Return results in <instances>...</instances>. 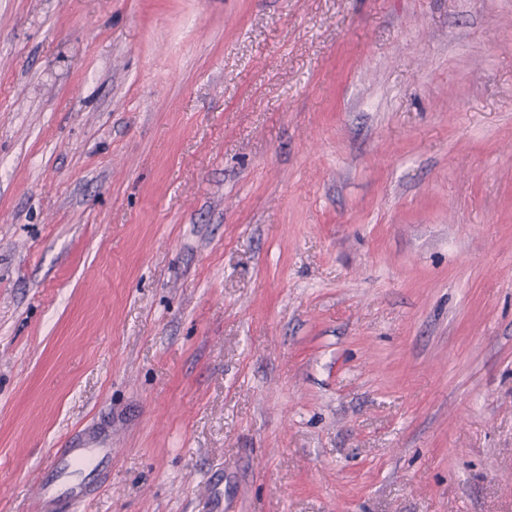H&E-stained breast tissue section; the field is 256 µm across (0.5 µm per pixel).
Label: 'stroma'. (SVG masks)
<instances>
[{"instance_id": "35a3bbf8", "label": "stroma", "mask_w": 512, "mask_h": 512, "mask_svg": "<svg viewBox=\"0 0 512 512\" xmlns=\"http://www.w3.org/2000/svg\"><path fill=\"white\" fill-rule=\"evenodd\" d=\"M512 512V0H0V512ZM112 459V448L83 445L80 447L58 448L50 469L44 475L40 501L41 512H66L85 502L94 488L78 482L59 485V477L69 470H80L97 462L98 474L107 469Z\"/></svg>"}]
</instances>
